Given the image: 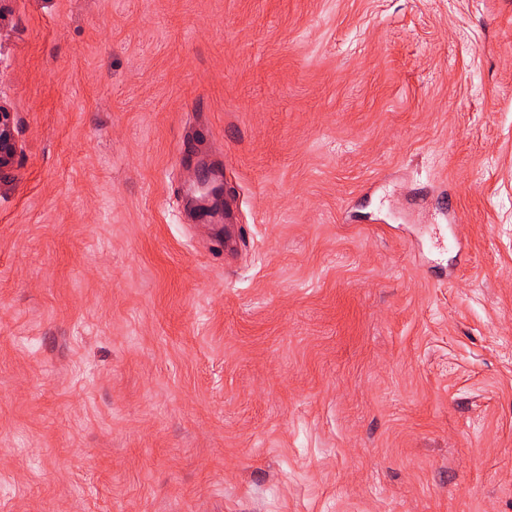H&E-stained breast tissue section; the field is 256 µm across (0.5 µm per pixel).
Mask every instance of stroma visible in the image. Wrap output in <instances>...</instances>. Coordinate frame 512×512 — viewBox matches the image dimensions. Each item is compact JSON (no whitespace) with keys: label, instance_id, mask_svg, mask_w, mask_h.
<instances>
[{"label":"stroma","instance_id":"stroma-1","mask_svg":"<svg viewBox=\"0 0 512 512\" xmlns=\"http://www.w3.org/2000/svg\"><path fill=\"white\" fill-rule=\"evenodd\" d=\"M7 5L0 512H512V0ZM18 151L13 112L0 103V172L14 164Z\"/></svg>","mask_w":512,"mask_h":512}]
</instances>
